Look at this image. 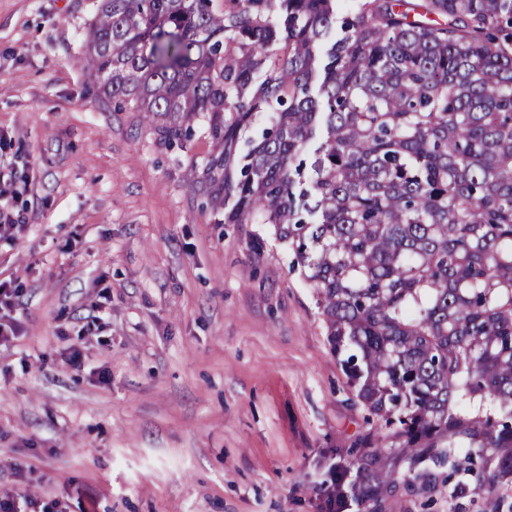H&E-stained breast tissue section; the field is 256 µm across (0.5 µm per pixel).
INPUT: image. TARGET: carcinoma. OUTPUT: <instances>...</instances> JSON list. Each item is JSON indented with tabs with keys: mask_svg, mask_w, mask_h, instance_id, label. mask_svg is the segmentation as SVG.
<instances>
[{
	"mask_svg": "<svg viewBox=\"0 0 512 512\" xmlns=\"http://www.w3.org/2000/svg\"><path fill=\"white\" fill-rule=\"evenodd\" d=\"M83 42L160 144L204 123L191 184L314 289L369 420L318 512H384L444 460L450 500L512 512V0H96Z\"/></svg>",
	"mask_w": 512,
	"mask_h": 512,
	"instance_id": "cac0c4a2",
	"label": "carcinoma"
}]
</instances>
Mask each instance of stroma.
I'll return each mask as SVG.
<instances>
[{
    "label": "stroma",
    "instance_id": "1",
    "mask_svg": "<svg viewBox=\"0 0 512 512\" xmlns=\"http://www.w3.org/2000/svg\"><path fill=\"white\" fill-rule=\"evenodd\" d=\"M91 15L0 0V164L29 222L0 239L24 326L0 347V493L63 512H316L314 482L366 423L313 290L269 225L215 223L189 181L205 131L168 149L142 113L98 102Z\"/></svg>",
    "mask_w": 512,
    "mask_h": 512
}]
</instances>
